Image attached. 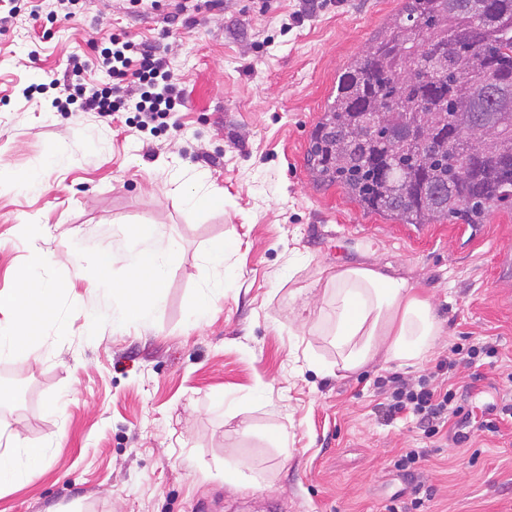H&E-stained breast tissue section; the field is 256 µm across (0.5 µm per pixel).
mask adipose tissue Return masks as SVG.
Returning a JSON list of instances; mask_svg holds the SVG:
<instances>
[{"mask_svg":"<svg viewBox=\"0 0 512 512\" xmlns=\"http://www.w3.org/2000/svg\"><path fill=\"white\" fill-rule=\"evenodd\" d=\"M178 248L175 239L160 238L152 228L129 232L127 274L109 288L113 321L132 318L144 326L152 323ZM324 293L337 370L356 372L378 361L422 360L441 334L430 301L416 296L407 280L380 269H339L326 278ZM57 295V288L31 275L22 293H0L1 360L36 333L54 309ZM14 437L9 426L0 424V439L8 441L0 450V485L49 463L45 449L14 446Z\"/></svg>","mask_w":512,"mask_h":512,"instance_id":"1","label":"adipose tissue"}]
</instances>
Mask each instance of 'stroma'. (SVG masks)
Listing matches in <instances>:
<instances>
[{
	"instance_id": "35a3bbf8",
	"label": "stroma",
	"mask_w": 512,
	"mask_h": 512,
	"mask_svg": "<svg viewBox=\"0 0 512 512\" xmlns=\"http://www.w3.org/2000/svg\"><path fill=\"white\" fill-rule=\"evenodd\" d=\"M54 2L18 0L0 32V292L31 269L59 290L31 338L40 360L23 347L0 360V374L30 385L24 406L0 405V422L50 456L0 485V512H512V423L480 427L484 409L512 397V210L396 224L306 165L338 72L403 0H326L300 25L301 0H222L189 23L173 0H67V21L51 18ZM120 31L160 47L184 92L164 127L51 109L68 58L99 54ZM32 83L41 91L28 101ZM32 175L39 191L23 187ZM141 224L180 250L152 324H116L102 276L70 245L111 248L105 277L118 282L125 235ZM226 239L222 265L204 267ZM345 266L408 279L430 300L442 332L425 362L326 374L336 349L321 281ZM228 273L238 287L202 293ZM203 301L209 316L188 325ZM474 337L497 341L500 358L450 380L472 415L465 442L383 420L382 380H418ZM408 448L428 452L412 476L396 467ZM228 461L242 474L233 485Z\"/></svg>"
}]
</instances>
